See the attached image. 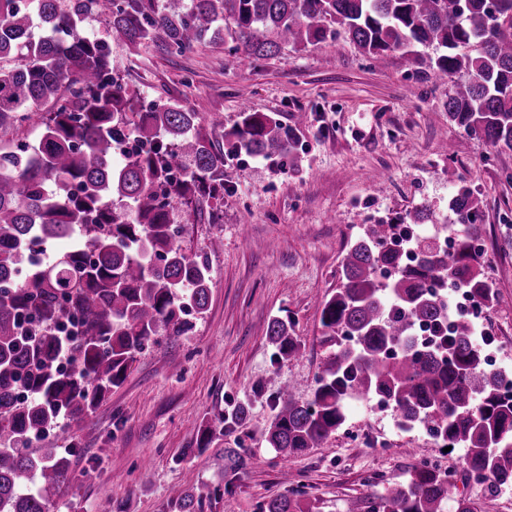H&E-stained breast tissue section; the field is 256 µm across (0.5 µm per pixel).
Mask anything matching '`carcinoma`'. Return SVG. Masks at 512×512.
<instances>
[{"label": "carcinoma", "mask_w": 512, "mask_h": 512, "mask_svg": "<svg viewBox=\"0 0 512 512\" xmlns=\"http://www.w3.org/2000/svg\"><path fill=\"white\" fill-rule=\"evenodd\" d=\"M106 15L112 40L171 54L219 41L246 59L275 57L343 35L365 56L398 53L453 82L448 119L493 148L512 151V0H0V512H52L69 481L70 452L33 443L71 429L120 386L136 354L193 329L211 298L205 255L177 241L174 207L195 213L224 196L226 155L289 154L295 141L266 112L230 127L177 101L145 105L112 65L108 42L84 32ZM433 48L424 59L418 47ZM39 105L42 111H33ZM36 142L8 139L23 126ZM455 248L414 245L405 261L396 228L437 222L424 206L368 225L342 262V283L320 303L323 343L334 348L311 397L281 389L264 441L282 460L319 448L346 421V403L379 398L399 427L421 426L465 449V470L486 488L512 487V374L483 368L472 323L443 332L448 290L491 307L473 231L480 200L466 181L448 197ZM73 240L52 261L47 247ZM75 317L77 336L64 333ZM435 338L416 339L419 327ZM265 338L280 364L297 359L293 322L275 317ZM248 418V405L196 421L201 454ZM245 460L226 452L224 491ZM258 512H318L298 478ZM449 476L416 464L361 512H446ZM219 491L179 492L170 512H204Z\"/></svg>", "instance_id": "1"}]
</instances>
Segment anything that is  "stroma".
Masks as SVG:
<instances>
[{
    "label": "stroma",
    "mask_w": 512,
    "mask_h": 512,
    "mask_svg": "<svg viewBox=\"0 0 512 512\" xmlns=\"http://www.w3.org/2000/svg\"><path fill=\"white\" fill-rule=\"evenodd\" d=\"M118 71L144 98L181 102L233 124L242 108L295 128L296 149L264 158L234 154L224 168V198L209 216L180 208L182 248L210 255L209 307L188 336L149 345L108 397L53 448L72 449L71 478L56 512H95L112 499L121 512H167L174 490L224 482V451L246 459L235 489L205 512H258L286 493L283 468L300 473L319 512H357V503L404 480L431 459L449 475L454 496L479 495L483 512H512V491L476 493L464 451L443 450L426 434L397 428L389 416L354 401L344 425L322 447L282 463L263 439L280 387L295 381L307 399L330 353L322 342L320 302L341 283L351 242L378 216L431 206L448 214V193L467 180L478 193L484 272L497 303L485 313L491 347L512 366V151L488 146L448 118L449 86L396 53L362 56L345 37L247 64L220 45L179 56L149 45L129 53L113 44ZM305 113L296 125V113ZM290 318L299 360L274 364L268 322ZM245 403L249 414L202 456L173 465L193 447L203 415Z\"/></svg>",
    "instance_id": "stroma-1"
}]
</instances>
